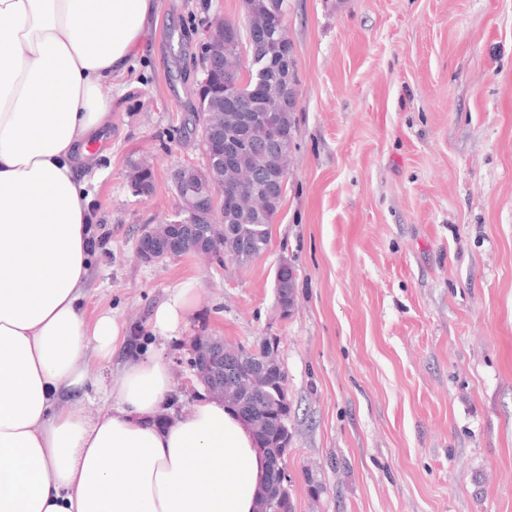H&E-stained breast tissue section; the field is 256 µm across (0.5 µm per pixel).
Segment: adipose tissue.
I'll return each instance as SVG.
<instances>
[{"label": "adipose tissue", "mask_w": 512, "mask_h": 512, "mask_svg": "<svg viewBox=\"0 0 512 512\" xmlns=\"http://www.w3.org/2000/svg\"><path fill=\"white\" fill-rule=\"evenodd\" d=\"M155 0H0V512H253L265 458L222 400L157 423L165 360L131 354L89 414L92 360L127 348L82 301L94 258L77 162L109 123Z\"/></svg>", "instance_id": "adipose-tissue-1"}]
</instances>
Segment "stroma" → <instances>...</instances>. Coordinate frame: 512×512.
Instances as JSON below:
<instances>
[{
    "label": "stroma",
    "instance_id": "35a3bbf8",
    "mask_svg": "<svg viewBox=\"0 0 512 512\" xmlns=\"http://www.w3.org/2000/svg\"><path fill=\"white\" fill-rule=\"evenodd\" d=\"M217 17L243 21L244 0H157L101 90L112 135L80 168L97 244L86 316L147 336L193 288V314L157 343L178 416L196 396L191 336L273 344L294 512H512V0H287L299 104L267 249L145 265L141 227L175 218L173 170L207 166L187 120ZM144 161L147 197L130 182Z\"/></svg>",
    "mask_w": 512,
    "mask_h": 512
}]
</instances>
